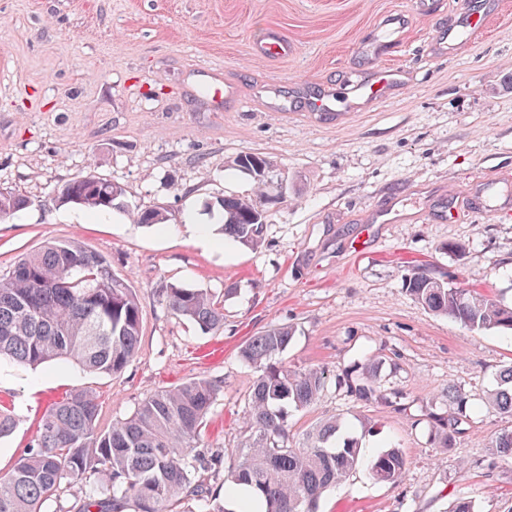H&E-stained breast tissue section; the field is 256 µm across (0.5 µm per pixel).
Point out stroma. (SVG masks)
<instances>
[{"label":"stroma","mask_w":512,"mask_h":512,"mask_svg":"<svg viewBox=\"0 0 512 512\" xmlns=\"http://www.w3.org/2000/svg\"><path fill=\"white\" fill-rule=\"evenodd\" d=\"M467 8L484 13L481 28L431 52ZM394 14L406 24L372 59L363 48ZM270 30L287 37L288 53L263 61L254 47ZM384 67L408 74L392 99L313 111L324 89L344 95ZM247 153L274 163L286 197L264 204L260 249L225 236L206 244L195 232L216 230L207 204L253 191L234 165ZM86 175L123 188L118 208L60 203L59 187ZM0 192L28 200L0 220L1 273L47 243L74 241L108 261L141 313L139 349L121 372L0 362V407L17 419L0 439L1 475L73 390L96 396L106 428L157 390L200 377L224 385L201 445L234 453L257 377L238 351L290 323L280 362L329 372L319 400L290 411L291 445L341 415L368 423L365 457L396 447L408 458L401 482L359 470L324 494L320 512H447L459 497L478 512H512V462L488 446L512 431V415L485 403L512 364V332L461 327L404 287L417 265L512 306V215L499 212L512 203V0H429L423 13L416 0H0ZM155 207L166 223H133L131 210ZM173 285L223 297V328L173 315ZM370 357L382 359L398 404L338 386L336 371ZM451 386L468 397L467 420L444 450L423 406Z\"/></svg>","instance_id":"obj_1"}]
</instances>
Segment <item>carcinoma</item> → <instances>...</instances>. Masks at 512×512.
<instances>
[{
  "label": "carcinoma",
  "mask_w": 512,
  "mask_h": 512,
  "mask_svg": "<svg viewBox=\"0 0 512 512\" xmlns=\"http://www.w3.org/2000/svg\"><path fill=\"white\" fill-rule=\"evenodd\" d=\"M250 164L254 192L216 200L221 230L253 249L262 244L269 184L278 179L270 160L255 154ZM124 189L98 176L77 177L59 190V199L88 209L106 210ZM23 197L0 192V217L26 208ZM137 224L167 222L163 208L132 213ZM406 291L430 312L453 319L467 329L512 330V309L491 295L448 283L413 267ZM171 313L203 331L220 329L224 308L200 289L172 286L165 290ZM140 309L131 288L112 275L101 255L76 242H56L19 259L0 273V358L38 367L68 360L98 373H117L135 356L140 343ZM295 335L288 324H275L251 337L239 351L258 376L247 399L245 443L234 456L197 446L206 416L221 392L220 382L192 379L145 398L127 419L102 429L99 404L92 392L78 389L42 416L34 444L12 472L0 477V512H43L42 506L67 479L95 477L77 512H178L192 501L196 512H229L221 495L248 488L264 512H318L323 492L359 466L384 483L402 480L407 459L392 447L364 460L361 439L337 437L341 418L324 422L303 446L289 444L288 411L319 399L326 372L292 369L273 361ZM379 363H354L338 374V384L361 401L399 398L385 392ZM491 408L512 415V365L498 376L488 396ZM466 396L448 391V414L434 416L438 444L448 447L466 416ZM491 447L512 460V431Z\"/></svg>",
  "instance_id": "cac0c4a2"
}]
</instances>
